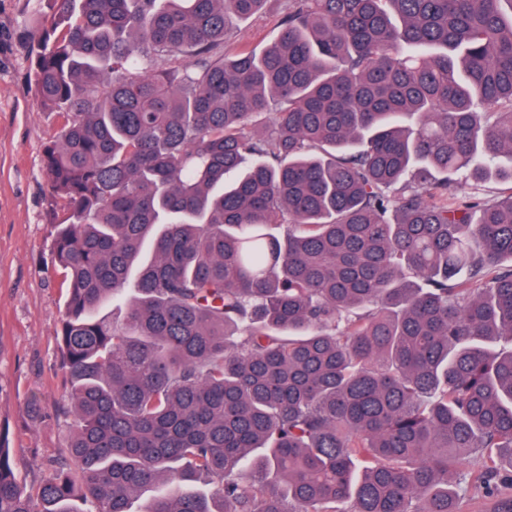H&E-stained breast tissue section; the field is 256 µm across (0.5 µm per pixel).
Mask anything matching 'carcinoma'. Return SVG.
<instances>
[{
    "label": "carcinoma",
    "mask_w": 512,
    "mask_h": 512,
    "mask_svg": "<svg viewBox=\"0 0 512 512\" xmlns=\"http://www.w3.org/2000/svg\"><path fill=\"white\" fill-rule=\"evenodd\" d=\"M52 2L76 425L0 512H512V0ZM280 12L279 3L272 0L268 4L265 14L238 22L235 25L234 34L227 44V49L232 50L245 46L257 53L263 51L277 35ZM511 184L489 181L475 186L469 182L462 181L456 185L455 194L460 198H492L494 196L508 195L511 191Z\"/></svg>",
    "instance_id": "carcinoma-1"
}]
</instances>
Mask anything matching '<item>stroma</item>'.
I'll return each instance as SVG.
<instances>
[{
	"label": "stroma",
	"instance_id": "35a3bbf8",
	"mask_svg": "<svg viewBox=\"0 0 512 512\" xmlns=\"http://www.w3.org/2000/svg\"><path fill=\"white\" fill-rule=\"evenodd\" d=\"M52 0H0V443L16 456L21 485L38 487L67 453L75 427L56 336L67 277L53 257L56 206L44 148L58 113L35 98L34 52ZM278 0L236 24L228 49L263 51L276 37Z\"/></svg>",
	"mask_w": 512,
	"mask_h": 512
}]
</instances>
